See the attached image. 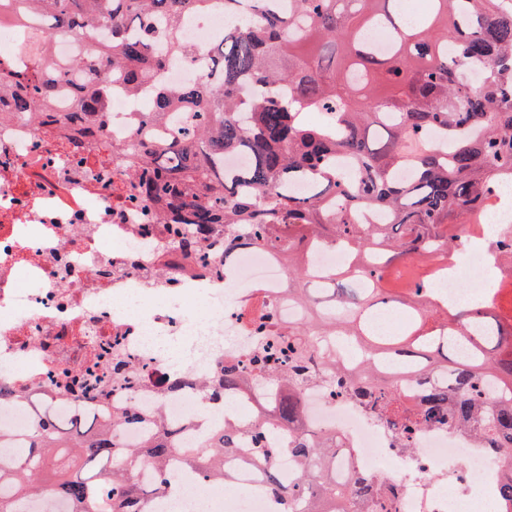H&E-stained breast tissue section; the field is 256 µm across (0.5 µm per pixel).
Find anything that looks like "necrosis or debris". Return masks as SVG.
Here are the masks:
<instances>
[{
    "label": "necrosis or debris",
    "instance_id": "1",
    "mask_svg": "<svg viewBox=\"0 0 512 512\" xmlns=\"http://www.w3.org/2000/svg\"><path fill=\"white\" fill-rule=\"evenodd\" d=\"M150 93L112 96L103 133L61 121L34 127L28 118H0V382L16 390L0 406V463L13 460L12 435L28 429L50 403L64 417L81 405L65 372L82 370L89 354L111 344L133 382L111 389L113 403L135 405L147 425L126 428L122 441L143 443L166 427L180 443L222 428L249 427L266 401L259 387L237 390L231 408L203 401L225 356L249 364L258 345L280 338L303 310L288 299V271L279 253L238 250L224 260V227L206 235L209 262L180 255L170 225L156 223L155 204L134 200L127 168L112 153L129 139L133 120L147 109ZM512 233V180L495 184L483 223L466 224L448 255L445 276L427 283L449 303L490 299L512 282L502 263L499 238ZM490 267L493 280L478 271ZM266 316L254 324L253 308ZM178 350L188 375L177 379L170 350ZM324 383L303 392L307 421L337 434L347 450L336 473L354 469L379 474L392 468L407 492L392 512H500L497 471L469 435L446 429L415 434L413 454L395 446L385 422L353 400L328 398ZM233 494L223 512H272L263 475L248 455L227 463Z\"/></svg>",
    "mask_w": 512,
    "mask_h": 512
}]
</instances>
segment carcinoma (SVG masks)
Wrapping results in <instances>:
<instances>
[{
	"label": "carcinoma",
	"instance_id": "carcinoma-1",
	"mask_svg": "<svg viewBox=\"0 0 512 512\" xmlns=\"http://www.w3.org/2000/svg\"><path fill=\"white\" fill-rule=\"evenodd\" d=\"M277 2L0 0L21 26H43L49 38L85 42L97 26L111 30L73 64L88 75L74 88L73 111L100 133L110 119V77L139 92L167 57L196 56L185 17L214 7L232 15L209 49L208 75L160 88L119 148L136 171L138 197L167 208L166 223L181 225L186 252L197 251V228L208 224L224 225L226 261L242 246L279 249L299 302L295 283L312 277L309 252L319 241L349 245L355 259L324 281L372 282L356 293L336 289L335 305L313 306L288 327V350L254 358L257 378L277 383L280 394L253 428L226 424L192 448L167 436L129 447L122 430L145 423L132 405L78 408L60 424L46 416L16 436L11 464H0V512H26L42 497L68 502L71 512H150V494L172 488L169 463L178 454L209 483L224 481V460L241 453L265 464L274 512H359L377 494L395 496L405 486L380 474L354 470L338 480L336 440L306 422L301 395L315 379L314 346L336 335L366 350L362 367L336 375L337 393L389 423L404 449L417 428L471 434L497 462L498 497L512 506V393L502 389L512 385V289L497 303L452 311L421 292L448 258L457 226L490 206L494 180L512 173V10L500 0H426L412 16L402 0H288L282 12ZM25 50L36 65L0 77V116L56 122L50 73L58 65L41 41ZM474 64L484 65L476 87L462 75ZM248 79L264 93L244 101ZM178 105L186 126L162 134L157 127ZM229 154L245 155L246 165L227 166ZM358 207L388 219L362 224ZM383 308L405 318L385 339L368 323ZM389 357L432 381L416 405L405 404L379 367ZM99 358L73 382L100 398ZM244 383V368L226 361L205 397L218 400ZM271 422L283 425L288 447H279ZM65 448L73 470L45 485L43 474ZM284 457L296 462L291 483L278 469ZM147 464L150 487L137 477Z\"/></svg>",
	"mask_w": 512,
	"mask_h": 512
}]
</instances>
